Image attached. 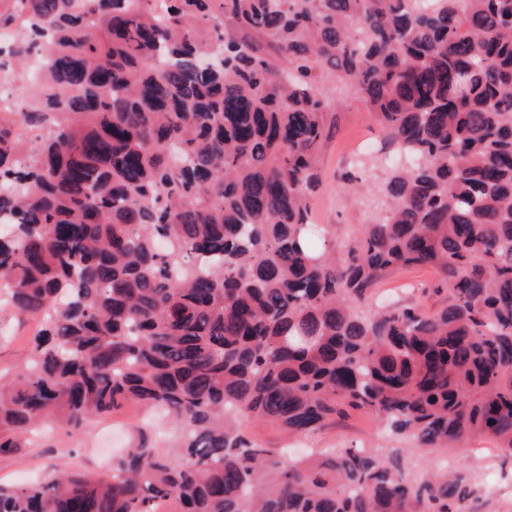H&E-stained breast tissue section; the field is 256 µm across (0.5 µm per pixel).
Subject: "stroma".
Here are the masks:
<instances>
[{
	"instance_id": "obj_1",
	"label": "stroma",
	"mask_w": 512,
	"mask_h": 512,
	"mask_svg": "<svg viewBox=\"0 0 512 512\" xmlns=\"http://www.w3.org/2000/svg\"><path fill=\"white\" fill-rule=\"evenodd\" d=\"M323 87L332 103L331 129L320 154L322 185L311 207L315 223L326 225L331 237L342 244L360 235L368 223L371 200L364 195L344 194L339 176L351 168L353 153H360L363 160H374L384 156L386 146L364 101L353 91L339 87L334 70H326ZM438 280L436 272L428 268L398 271L380 284L373 302L379 306L434 310L442 303L441 296L434 292ZM33 333L32 322L0 311L1 379L12 380L21 372L22 358ZM140 417L136 406L127 405L111 415L92 419L77 431L69 430L56 417H48L29 435L16 456L0 458V482L40 480L61 465L90 472L111 469L113 460L128 446V426ZM241 424L252 436L274 448L290 447L296 456L329 448L397 450L411 476L447 467L478 483L483 496L471 503L472 512H512V458L498 456L493 442L487 439L470 440L462 449L430 451L416 447L412 438L385 433L374 415L362 411L351 412L336 425L295 442L288 441L280 429L262 419L245 417Z\"/></svg>"
}]
</instances>
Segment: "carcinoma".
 <instances>
[{
  "label": "carcinoma",
  "instance_id": "carcinoma-1",
  "mask_svg": "<svg viewBox=\"0 0 512 512\" xmlns=\"http://www.w3.org/2000/svg\"><path fill=\"white\" fill-rule=\"evenodd\" d=\"M10 2L9 56L50 67L0 113V286L37 320L0 378V457L48 414L135 404L172 432L134 426L110 474L0 485V512H467L459 473L412 479L394 450L288 463L234 417L295 436L365 410L420 448L512 457V0ZM324 63L408 161L376 185L342 173L374 216L341 258L310 216ZM410 266L436 271L441 308L364 309ZM224 31H226L230 34H233L238 38H244L246 40L253 41V42L260 44L264 48L266 53L269 55V58L278 67H280L282 69L288 67V61L286 60V58H284V56L282 54L278 53L276 49H274L273 47L268 45V43L265 41V39L262 38L261 36H259L257 34H252V33L245 34V33L237 31L236 28L234 27L233 22L231 20H228L227 18L226 19L224 18Z\"/></svg>",
  "mask_w": 512,
  "mask_h": 512
}]
</instances>
